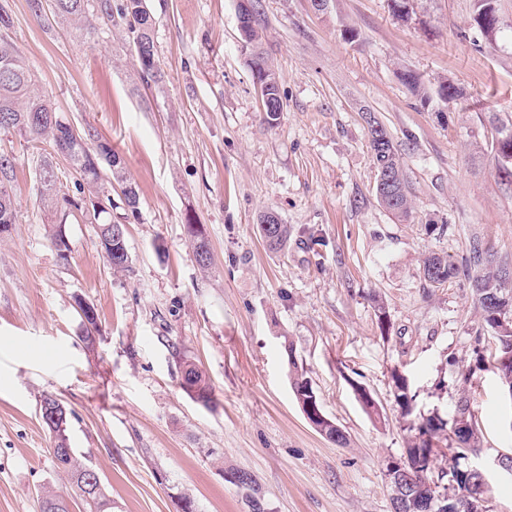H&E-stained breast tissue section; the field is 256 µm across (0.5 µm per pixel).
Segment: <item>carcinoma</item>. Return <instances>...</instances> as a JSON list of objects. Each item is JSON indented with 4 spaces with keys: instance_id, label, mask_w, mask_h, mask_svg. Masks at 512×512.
<instances>
[{
    "instance_id": "carcinoma-1",
    "label": "carcinoma",
    "mask_w": 512,
    "mask_h": 512,
    "mask_svg": "<svg viewBox=\"0 0 512 512\" xmlns=\"http://www.w3.org/2000/svg\"><path fill=\"white\" fill-rule=\"evenodd\" d=\"M58 7L54 15L70 22L81 37H92L104 29L124 26L132 40L140 69L146 74H153L156 68V48L154 42V21L146 0H121L117 7H112V0H57ZM498 0H476L474 22L487 36H494L493 23L498 19ZM242 39L249 50L250 65L254 84L262 88L266 102L263 104L266 120L273 123L280 118L279 109L283 108L280 94V76L269 62L265 53L259 48L260 36L255 28V18ZM10 73L8 78L0 76V129L18 130L32 141L47 140L54 155L64 159L68 166L78 173L81 181L95 193L91 202L93 218L100 222V234L112 233V226L126 232L125 225L112 222V198L102 183V168L108 166L112 179L122 185V200L125 209L131 214L138 212L139 193L135 185L127 182L124 163L112 145L96 137L91 132H81V140H76L71 131V124L63 118L53 105L35 91V74L19 55L11 42L0 38V70ZM370 150L376 170L387 169L392 172L394 192L379 195L377 200L389 212L402 219L412 210L408 181L402 158L396 152L391 139L378 141L370 139ZM15 168L14 157L0 153V226L16 223V199L11 185ZM40 195L45 202L55 200L57 196V175L53 159L45 157L39 165ZM259 231L266 246L278 251L288 243V225L281 221L270 223L269 216L260 218ZM187 235L193 247L194 255L210 252L209 243L203 228L187 225ZM106 257L115 271H124L130 267L126 240L112 239V250L106 251ZM509 268V263L489 246L483 236L472 234L466 254L461 261L453 262L448 256L431 251L425 254L420 263V275L434 288L444 287L459 278H464L480 309L481 326L495 334L497 342V359L512 360V285L504 283L502 274ZM394 397L402 412L412 413L413 395L407 378L393 373ZM180 386L182 389H194L198 400L204 404L212 401V389L204 373L195 364L187 362L181 370ZM294 394L306 398L314 393L312 384L302 372L292 378ZM51 410L58 415L50 423L44 410ZM42 422L48 428L53 446L51 455L58 473L67 477L76 487L79 496L89 512H112V499L105 488L91 492L88 487L97 485V473L74 452H67L70 447L67 435L69 410L62 400L52 394L41 396L39 404ZM469 399L461 393L451 419L438 414L421 418L413 426L415 435L409 441L404 454L397 462L407 468L413 481L412 499L408 500L403 512H424V506L434 497L447 495L452 499L468 496V512H487L485 499L475 496L472 490L474 477L467 466V458L479 448L478 430L465 429L459 433L455 427L463 420H472ZM314 428L327 440L343 446L347 436L335 422H314ZM454 437L456 451L446 466H440L432 454L435 441L441 437ZM241 487L247 489V503L250 512H265L264 504L258 495V489L250 474L239 475ZM39 512H70L67 498L50 488H43L38 496Z\"/></svg>"
}]
</instances>
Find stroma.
I'll return each instance as SVG.
<instances>
[{"instance_id":"obj_1","label":"stroma","mask_w":512,"mask_h":512,"mask_svg":"<svg viewBox=\"0 0 512 512\" xmlns=\"http://www.w3.org/2000/svg\"><path fill=\"white\" fill-rule=\"evenodd\" d=\"M8 35L39 92L81 130L109 141L140 194L127 217L120 187L112 219L126 225L132 262L114 271L98 226L69 208L78 176L58 162V199L44 205L41 153L14 131L17 222L0 237V512H38L51 487L84 512L50 454L39 416L50 393L71 410L70 445L99 475L112 512H249L256 481L265 512H391L385 468L436 413L468 393L481 436L490 512H512V395L496 371L473 372L479 313L465 281L430 287L426 251L460 260L480 232L512 262V179L500 173L494 120L512 123V0L482 37L474 0H256L263 49L280 74L283 112L268 123L242 46L237 0H148L158 75L144 80L120 27L92 40L66 21L39 20L9 0ZM358 36L348 41L344 27ZM440 79L456 103L425 104ZM401 154L412 213L395 219L375 195L365 111ZM277 212L288 245L269 250L257 225ZM203 225L209 270L196 264L186 222ZM429 224L446 225L427 234ZM68 241V259L52 245ZM97 314L81 337L78 301ZM386 323H379L377 304ZM212 389L202 404L180 387L184 362ZM306 372L339 446L300 410L290 365ZM415 396L403 416L393 373ZM377 403L369 411L354 388Z\"/></svg>"}]
</instances>
